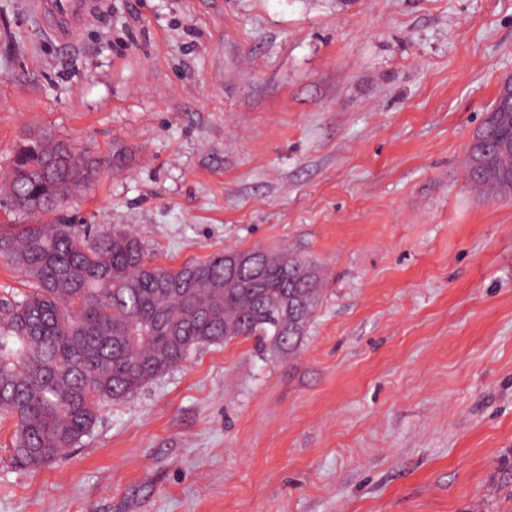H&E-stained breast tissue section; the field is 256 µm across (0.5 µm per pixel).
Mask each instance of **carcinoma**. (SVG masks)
<instances>
[{
    "label": "carcinoma",
    "mask_w": 512,
    "mask_h": 512,
    "mask_svg": "<svg viewBox=\"0 0 512 512\" xmlns=\"http://www.w3.org/2000/svg\"><path fill=\"white\" fill-rule=\"evenodd\" d=\"M497 95L470 141L464 171L483 199L512 196V82ZM128 150L102 159L47 132L30 135L5 177L30 224L0 226V255L33 282L0 295V415L16 421L10 464L38 470L61 458L96 425L103 403L128 397L192 351L235 337L297 347L318 308L317 265L288 248L248 251L230 271L226 252L176 270L153 265L142 241L113 227L80 238L41 222Z\"/></svg>",
    "instance_id": "obj_1"
}]
</instances>
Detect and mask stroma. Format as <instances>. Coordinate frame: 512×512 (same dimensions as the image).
<instances>
[{
	"instance_id": "stroma-1",
	"label": "stroma",
	"mask_w": 512,
	"mask_h": 512,
	"mask_svg": "<svg viewBox=\"0 0 512 512\" xmlns=\"http://www.w3.org/2000/svg\"><path fill=\"white\" fill-rule=\"evenodd\" d=\"M510 78L512 0H106L69 44L0 0V174L119 144L57 218L324 278L295 350H196L44 469L0 419V512H512V199L462 166Z\"/></svg>"
}]
</instances>
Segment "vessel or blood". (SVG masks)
I'll return each mask as SVG.
<instances>
[{
  "instance_id": "b4317fda",
  "label": "vessel or blood",
  "mask_w": 512,
  "mask_h": 512,
  "mask_svg": "<svg viewBox=\"0 0 512 512\" xmlns=\"http://www.w3.org/2000/svg\"><path fill=\"white\" fill-rule=\"evenodd\" d=\"M101 0H29L28 8L62 42L76 40L98 16Z\"/></svg>"
}]
</instances>
